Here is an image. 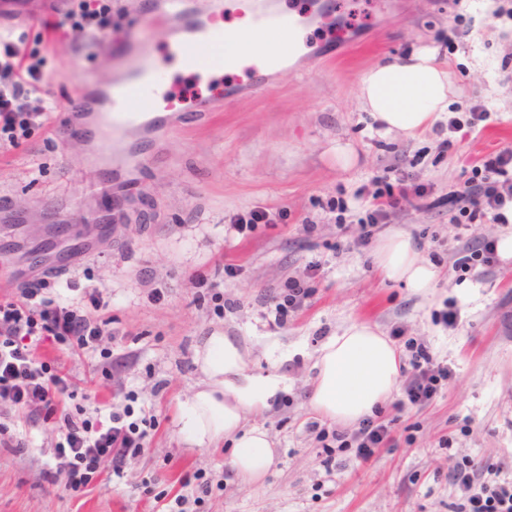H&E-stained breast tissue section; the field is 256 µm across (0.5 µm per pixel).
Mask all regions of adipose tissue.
Returning <instances> with one entry per match:
<instances>
[{
    "instance_id": "1",
    "label": "adipose tissue",
    "mask_w": 512,
    "mask_h": 512,
    "mask_svg": "<svg viewBox=\"0 0 512 512\" xmlns=\"http://www.w3.org/2000/svg\"><path fill=\"white\" fill-rule=\"evenodd\" d=\"M450 92L447 64L435 49L427 47L373 67L358 86L359 98L373 120L385 131L408 136L432 125L447 111ZM374 257L389 278L404 282L413 291L425 295L433 288L436 272L408 235L385 237ZM195 363L203 381L182 405L183 435L199 446L230 443L236 476L262 478L274 462V450L266 430L249 425L248 420L265 411L284 390L282 377L253 373L239 339L220 331L202 337ZM315 368L308 393L311 409L352 425L391 399L398 384L399 354L372 326L353 323L323 344Z\"/></svg>"
}]
</instances>
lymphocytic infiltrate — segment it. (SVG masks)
Segmentation results:
<instances>
[{"mask_svg": "<svg viewBox=\"0 0 512 512\" xmlns=\"http://www.w3.org/2000/svg\"><path fill=\"white\" fill-rule=\"evenodd\" d=\"M20 57L13 43L0 46V133L11 136L33 125L36 118L21 103L25 88L17 72ZM473 171L462 190L444 199L452 223L466 229L487 219L500 224L511 221L512 149L490 152ZM375 185L373 203L364 219L369 228L389 223L404 205L424 207L432 195L431 185L414 182L401 173L376 180ZM319 273V265L311 264L302 278L285 284L274 299L275 324H283L311 299L307 283ZM45 284L43 277L30 276L18 283L15 299L0 301V403L35 409L46 420L60 417L63 440L55 447L54 469L65 474L67 489L79 494L99 480L103 460H110L113 472H121L128 456L142 447L145 434L136 423H124L122 414L114 411L95 420L59 415L53 393L67 389L69 376L49 372L47 365L34 357L31 345L94 349L103 339L105 322L95 312L45 299ZM450 374L448 365L435 361L425 347H418L405 386L406 398L396 401L395 409L432 400ZM350 441L356 458L366 463L393 446L394 436L386 424L368 418L351 433ZM506 466L503 460L467 462L454 470L451 480L460 495L453 512H512V481L500 476Z\"/></svg>", "mask_w": 512, "mask_h": 512, "instance_id": "obj_1", "label": "lymphocytic infiltrate"}]
</instances>
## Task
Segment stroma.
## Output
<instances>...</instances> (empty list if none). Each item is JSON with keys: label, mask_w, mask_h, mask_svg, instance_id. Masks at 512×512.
<instances>
[{"label": "stroma", "mask_w": 512, "mask_h": 512, "mask_svg": "<svg viewBox=\"0 0 512 512\" xmlns=\"http://www.w3.org/2000/svg\"><path fill=\"white\" fill-rule=\"evenodd\" d=\"M112 11L109 47L96 45L82 0H0V12L21 15L10 39L58 107L17 143L0 135V300L14 293L13 272L45 225L66 216L92 220L101 211L89 180L94 145L60 109L91 82L107 81L139 16V0H101ZM385 29L345 55L326 57L303 74L282 73L277 86L214 112L184 113L157 140L149 160L116 167L113 185H127L128 219L49 250L38 272L46 297L86 301L98 289V314L110 337L95 350L34 345L38 360L70 375L60 413L130 408L146 437L121 474L102 464L99 481L81 495L65 475L46 473L62 434L54 421L0 404V512H173L177 495L196 496L191 512H451L450 480L464 461L512 458V258L492 266L456 267L468 238H500L511 224L485 222L459 234L447 212L405 206L365 238L361 219L372 181L396 167L436 194L460 189L475 160L512 147V0H401ZM438 48L455 94L445 119L416 137L379 130L357 91L380 63L414 49ZM481 103L491 112L477 135L446 147L450 118ZM350 145L351 165L336 159ZM348 205L343 217L329 200ZM265 208L269 223L237 235L228 222ZM414 238L437 272L431 295L416 294L375 264L378 240L394 232ZM348 249L326 245L337 236ZM364 238L361 247L352 242ZM320 263L310 302L274 325L272 298L286 280ZM234 264V276L224 273ZM210 285L197 287L196 272ZM457 309L455 324L441 313ZM376 326L396 340L399 378L412 372L411 348L425 345L452 374L424 405H384L381 422L395 446L359 464L338 447L337 423L307 403L321 345L351 323ZM221 331L246 347L256 372L288 381L272 408L252 417L275 450L267 475L248 482L231 475L228 445L201 448L180 431L181 404L202 375L194 363L202 336Z\"/></svg>", "instance_id": "35a3bbf8"}]
</instances>
